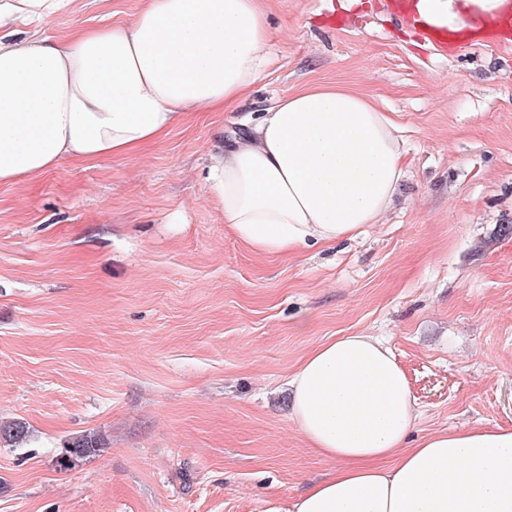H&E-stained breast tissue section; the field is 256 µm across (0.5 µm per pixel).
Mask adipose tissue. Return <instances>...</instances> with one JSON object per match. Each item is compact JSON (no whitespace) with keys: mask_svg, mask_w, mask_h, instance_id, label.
I'll return each mask as SVG.
<instances>
[{"mask_svg":"<svg viewBox=\"0 0 512 512\" xmlns=\"http://www.w3.org/2000/svg\"><path fill=\"white\" fill-rule=\"evenodd\" d=\"M128 25L63 42L21 20L76 0H0V183L70 159L130 156L191 112L241 102L266 65L262 0H143ZM426 29L473 37L512 18V0H409ZM404 175L389 117L346 85L280 98L210 156L206 184L248 248L285 255L375 224ZM292 417L334 464L289 512H512V428L472 426L409 445L418 417L385 339L315 347L288 381Z\"/></svg>","mask_w":512,"mask_h":512,"instance_id":"ef3b65f1","label":"adipose tissue"}]
</instances>
